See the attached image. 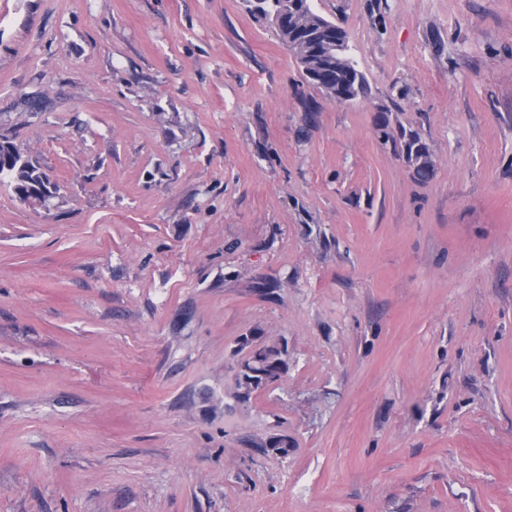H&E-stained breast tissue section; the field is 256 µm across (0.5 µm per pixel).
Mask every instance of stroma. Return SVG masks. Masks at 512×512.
Returning <instances> with one entry per match:
<instances>
[{
	"instance_id": "1",
	"label": "stroma",
	"mask_w": 512,
	"mask_h": 512,
	"mask_svg": "<svg viewBox=\"0 0 512 512\" xmlns=\"http://www.w3.org/2000/svg\"><path fill=\"white\" fill-rule=\"evenodd\" d=\"M313 5L354 102L247 0H0V512H512V0ZM389 121L382 116L377 124L378 138L384 145L390 143L394 149H399L406 161L412 166L415 178L426 180L433 172L431 154L427 145L421 140L417 133L410 134L405 139V134L400 133L399 139L394 136L389 128ZM8 173L14 191L24 202H44L41 191L46 174L19 147L7 138H0V174ZM262 337L251 336L250 343H247L246 336H243L238 341L237 355L248 349L247 353L236 360L233 367L236 386L233 398L238 404L248 403L253 394L259 392V386L264 378L275 379L267 382L265 388H269L281 381L282 377L288 373L287 346L264 344L260 340Z\"/></svg>"
}]
</instances>
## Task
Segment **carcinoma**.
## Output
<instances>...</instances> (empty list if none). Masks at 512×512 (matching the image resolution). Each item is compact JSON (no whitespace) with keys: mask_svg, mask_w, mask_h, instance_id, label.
<instances>
[{"mask_svg":"<svg viewBox=\"0 0 512 512\" xmlns=\"http://www.w3.org/2000/svg\"><path fill=\"white\" fill-rule=\"evenodd\" d=\"M290 0H259L255 11L263 19H270L276 25L283 43L301 39L295 58L304 76L318 90L331 98L338 90L348 88L356 78L358 69L355 61L348 57L341 59L324 49V43L346 40L347 32L340 26L315 12L306 0H298V11L288 8ZM378 138L383 144H391L400 150L412 166L415 178L426 180L433 172L431 154L418 134L405 138L396 137L389 128V121L381 117L377 124ZM8 173L14 183V191L23 202H42V181L46 174L29 159L19 147L6 138H0V174ZM236 354L240 358L234 366L236 403H248L266 378L280 379L288 373V349L267 345L260 337L241 338Z\"/></svg>","mask_w":512,"mask_h":512,"instance_id":"obj_1","label":"carcinoma"}]
</instances>
